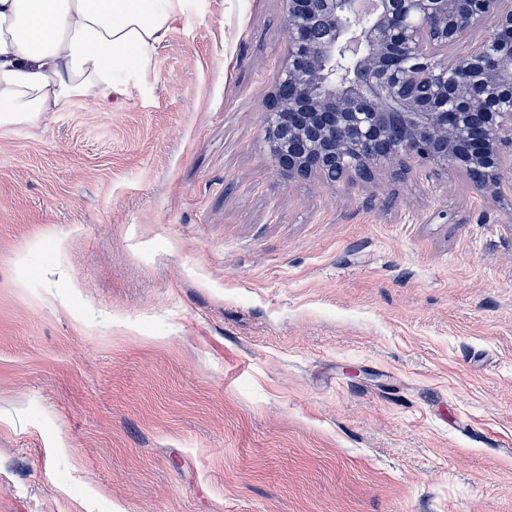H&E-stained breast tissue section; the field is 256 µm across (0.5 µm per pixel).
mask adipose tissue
<instances>
[{
    "instance_id": "obj_1",
    "label": "adipose tissue",
    "mask_w": 512,
    "mask_h": 512,
    "mask_svg": "<svg viewBox=\"0 0 512 512\" xmlns=\"http://www.w3.org/2000/svg\"><path fill=\"white\" fill-rule=\"evenodd\" d=\"M183 0H0V124L148 81Z\"/></svg>"
}]
</instances>
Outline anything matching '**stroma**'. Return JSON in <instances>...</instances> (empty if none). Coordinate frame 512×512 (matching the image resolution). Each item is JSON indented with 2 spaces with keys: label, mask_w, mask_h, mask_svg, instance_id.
<instances>
[{
  "label": "stroma",
  "mask_w": 512,
  "mask_h": 512,
  "mask_svg": "<svg viewBox=\"0 0 512 512\" xmlns=\"http://www.w3.org/2000/svg\"><path fill=\"white\" fill-rule=\"evenodd\" d=\"M282 12L0 125V512H512V185L288 176Z\"/></svg>",
  "instance_id": "1"
}]
</instances>
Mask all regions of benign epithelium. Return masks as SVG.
Returning <instances> with one entry per match:
<instances>
[{"label":"benign epithelium","instance_id":"benign-epithelium-1","mask_svg":"<svg viewBox=\"0 0 512 512\" xmlns=\"http://www.w3.org/2000/svg\"><path fill=\"white\" fill-rule=\"evenodd\" d=\"M287 59L275 90L288 175L349 183L416 161L464 172L480 195L512 175V0H282ZM485 39L453 58L481 21Z\"/></svg>","mask_w":512,"mask_h":512}]
</instances>
